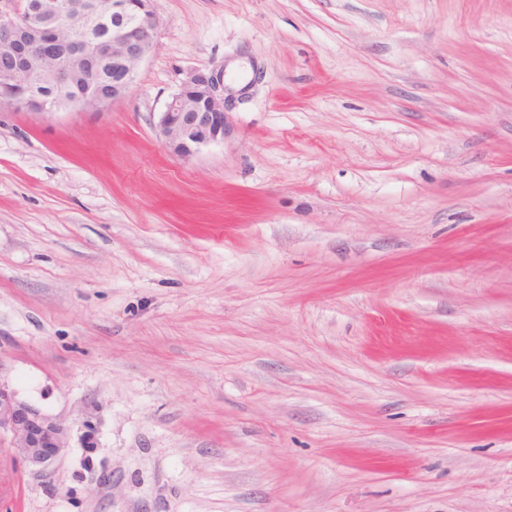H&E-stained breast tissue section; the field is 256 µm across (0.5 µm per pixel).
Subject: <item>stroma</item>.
<instances>
[{"label": "stroma", "mask_w": 512, "mask_h": 512, "mask_svg": "<svg viewBox=\"0 0 512 512\" xmlns=\"http://www.w3.org/2000/svg\"><path fill=\"white\" fill-rule=\"evenodd\" d=\"M155 11L124 98L0 109V380L69 428L0 512H512V0ZM156 127L169 148L188 157L224 140V70L198 69L158 113Z\"/></svg>", "instance_id": "stroma-1"}]
</instances>
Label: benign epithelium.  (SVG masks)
Listing matches in <instances>:
<instances>
[{"mask_svg": "<svg viewBox=\"0 0 512 512\" xmlns=\"http://www.w3.org/2000/svg\"><path fill=\"white\" fill-rule=\"evenodd\" d=\"M0 8V55L12 66L0 71V106L22 108L15 94L47 80L54 96L42 112L77 106L100 111L121 99L139 64L152 52L157 31L153 0H8ZM93 57L112 63L110 89L88 83L83 97L68 96L73 61ZM156 127L169 148L188 157L224 141V69H198L158 113ZM60 419L17 397L0 382V436L29 468L45 470L65 448Z\"/></svg>", "mask_w": 512, "mask_h": 512, "instance_id": "1", "label": "benign epithelium"}]
</instances>
